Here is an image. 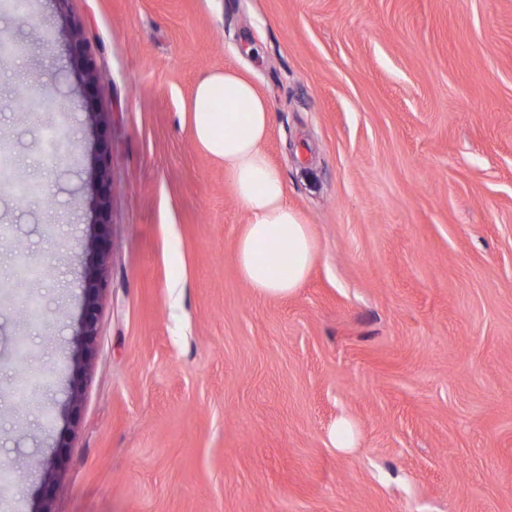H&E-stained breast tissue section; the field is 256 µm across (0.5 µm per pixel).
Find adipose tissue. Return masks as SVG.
Instances as JSON below:
<instances>
[{"instance_id":"ef3b65f1","label":"adipose tissue","mask_w":512,"mask_h":512,"mask_svg":"<svg viewBox=\"0 0 512 512\" xmlns=\"http://www.w3.org/2000/svg\"><path fill=\"white\" fill-rule=\"evenodd\" d=\"M271 123L266 99L243 73L227 68L201 78L194 92L191 132L225 176L248 221L234 263L249 288L291 296L304 285L317 256L312 228L289 205L281 170L264 150Z\"/></svg>"}]
</instances>
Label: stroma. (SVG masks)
<instances>
[{
  "label": "stroma",
  "mask_w": 512,
  "mask_h": 512,
  "mask_svg": "<svg viewBox=\"0 0 512 512\" xmlns=\"http://www.w3.org/2000/svg\"><path fill=\"white\" fill-rule=\"evenodd\" d=\"M33 12L0 4L22 48L0 61V146L41 187L0 195V274L21 251L44 268L0 289V512H512V0ZM75 28L98 73L71 112ZM226 67L268 101L266 152L319 244L290 297L238 276L247 215L190 131L196 82ZM34 85L57 111H17ZM72 238L105 239L106 266Z\"/></svg>",
  "instance_id": "obj_1"
}]
</instances>
